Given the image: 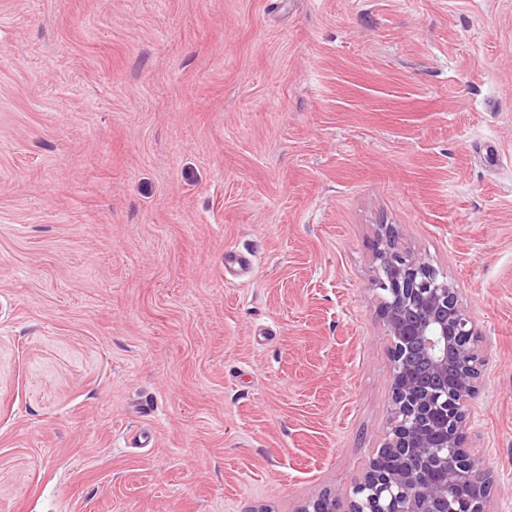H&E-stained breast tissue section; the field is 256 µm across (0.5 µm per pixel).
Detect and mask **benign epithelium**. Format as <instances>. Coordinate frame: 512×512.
Wrapping results in <instances>:
<instances>
[{
    "mask_svg": "<svg viewBox=\"0 0 512 512\" xmlns=\"http://www.w3.org/2000/svg\"><path fill=\"white\" fill-rule=\"evenodd\" d=\"M388 336L390 431L349 495L325 491L295 512H488L494 485L469 444L464 405L478 390L476 317L458 285L381 234L370 277Z\"/></svg>",
    "mask_w": 512,
    "mask_h": 512,
    "instance_id": "7a95c632",
    "label": "benign epithelium"
}]
</instances>
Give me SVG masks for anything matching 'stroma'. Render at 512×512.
<instances>
[{"instance_id":"1","label":"stroma","mask_w":512,"mask_h":512,"mask_svg":"<svg viewBox=\"0 0 512 512\" xmlns=\"http://www.w3.org/2000/svg\"><path fill=\"white\" fill-rule=\"evenodd\" d=\"M387 225L477 319L512 512V0H0V512L349 492Z\"/></svg>"}]
</instances>
